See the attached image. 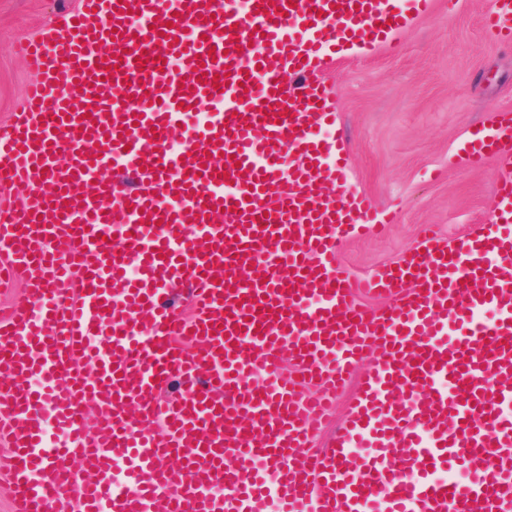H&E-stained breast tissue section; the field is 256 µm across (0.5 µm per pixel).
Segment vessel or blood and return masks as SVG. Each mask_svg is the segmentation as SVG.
<instances>
[{
    "mask_svg": "<svg viewBox=\"0 0 512 512\" xmlns=\"http://www.w3.org/2000/svg\"><path fill=\"white\" fill-rule=\"evenodd\" d=\"M406 18L394 0H81L20 42L37 79L0 130V187L24 193L0 206V274L31 297L0 312L13 512H512V114L463 149L509 166L491 224L426 231L368 276L337 261L393 217L347 189L318 76ZM484 28L512 45V0ZM353 386L354 383L351 382L344 390V392L336 398L335 408L329 414L330 419L328 422V426L326 427V429L318 433L315 438L314 442L315 445L318 446V448H326V444L328 442L331 431L333 430V428L336 427V424L340 422L345 416L348 402L353 397Z\"/></svg>",
    "mask_w": 512,
    "mask_h": 512,
    "instance_id": "1",
    "label": "vessel or blood"
}]
</instances>
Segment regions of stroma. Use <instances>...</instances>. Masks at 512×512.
<instances>
[{
	"label": "stroma",
	"mask_w": 512,
	"mask_h": 512,
	"mask_svg": "<svg viewBox=\"0 0 512 512\" xmlns=\"http://www.w3.org/2000/svg\"><path fill=\"white\" fill-rule=\"evenodd\" d=\"M80 0H0V128L34 78L17 43L59 26ZM494 0H432L394 35L395 48L334 60L323 75L337 98L335 133L350 152V183L394 222L374 238L343 243L339 262L354 276L399 260L425 227L455 239L492 218L502 164L467 167L469 130L512 110V48L484 31Z\"/></svg>",
	"instance_id": "35a3bbf8"
}]
</instances>
